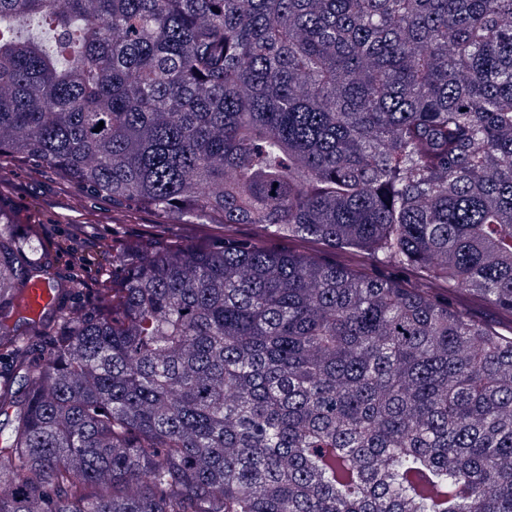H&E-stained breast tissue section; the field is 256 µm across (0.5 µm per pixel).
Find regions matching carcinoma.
I'll list each match as a JSON object with an SVG mask.
<instances>
[{
  "mask_svg": "<svg viewBox=\"0 0 512 512\" xmlns=\"http://www.w3.org/2000/svg\"><path fill=\"white\" fill-rule=\"evenodd\" d=\"M2 159L226 232L0 201V512H512V0H0ZM0 180L1 188L8 185L20 208H30L43 223H51L43 225V239L50 246L51 243L66 241L68 236L77 235L81 242L93 247L102 239H112V230L113 234L121 231L122 235L133 241L143 239L146 233L153 232L183 243L197 242L208 233H219L203 225L182 224L185 223L182 221L154 227L149 224L155 223V218L147 214H141L129 224H112V207L106 202L97 204L100 224H84L79 190L54 173L32 177L20 171L14 163L2 161ZM109 278L112 281V265H93L91 271L85 273V288L78 292L63 295L58 298L60 305L65 308L70 307H90L92 302L88 301L86 293L88 288H98L100 280Z\"/></svg>",
  "mask_w": 512,
  "mask_h": 512,
  "instance_id": "obj_1",
  "label": "carcinoma"
}]
</instances>
